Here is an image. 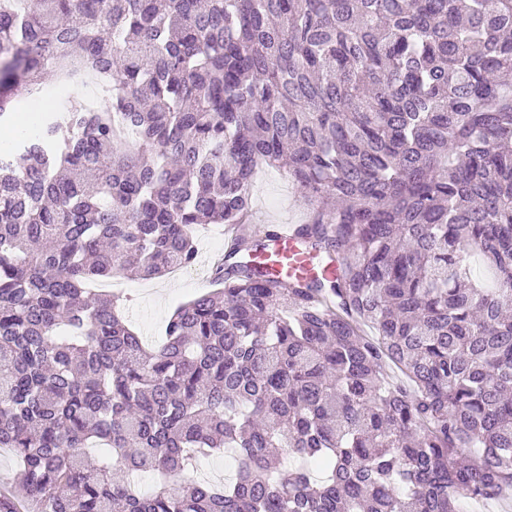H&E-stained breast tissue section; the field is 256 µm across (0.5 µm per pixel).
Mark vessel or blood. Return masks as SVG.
<instances>
[{
	"label": "vessel or blood",
	"mask_w": 512,
	"mask_h": 512,
	"mask_svg": "<svg viewBox=\"0 0 512 512\" xmlns=\"http://www.w3.org/2000/svg\"><path fill=\"white\" fill-rule=\"evenodd\" d=\"M253 259L284 278L313 276L322 268L321 261L298 247L295 227L285 224L279 225L268 246Z\"/></svg>",
	"instance_id": "b4317fda"
}]
</instances>
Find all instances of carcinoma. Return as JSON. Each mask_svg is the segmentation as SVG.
<instances>
[{"label": "carcinoma", "instance_id": "carcinoma-1", "mask_svg": "<svg viewBox=\"0 0 512 512\" xmlns=\"http://www.w3.org/2000/svg\"><path fill=\"white\" fill-rule=\"evenodd\" d=\"M22 111L0 148V448L27 512L512 493V0H0V125ZM261 165L297 184L331 276L252 263ZM203 224L237 230L220 288L150 348L91 285L192 266ZM226 449L231 479H193Z\"/></svg>", "mask_w": 512, "mask_h": 512}]
</instances>
